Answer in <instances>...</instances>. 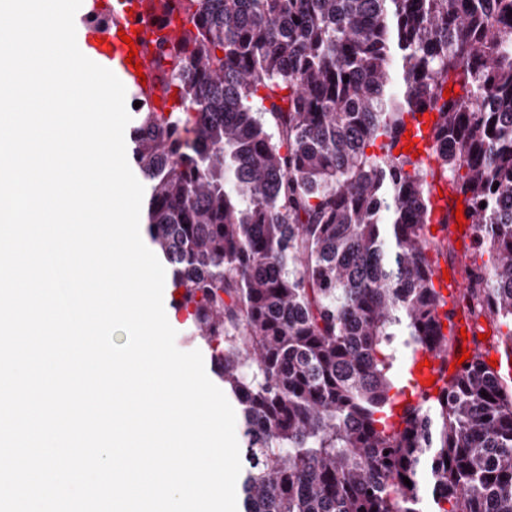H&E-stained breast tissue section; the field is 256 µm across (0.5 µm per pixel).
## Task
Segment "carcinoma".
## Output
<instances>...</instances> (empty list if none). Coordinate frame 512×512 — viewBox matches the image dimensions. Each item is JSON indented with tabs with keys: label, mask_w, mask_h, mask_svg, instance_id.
<instances>
[{
	"label": "carcinoma",
	"mask_w": 512,
	"mask_h": 512,
	"mask_svg": "<svg viewBox=\"0 0 512 512\" xmlns=\"http://www.w3.org/2000/svg\"><path fill=\"white\" fill-rule=\"evenodd\" d=\"M180 9L153 53L178 106L133 114L128 160L173 318L242 417L241 512H424L427 478L432 512H512V0ZM426 111L428 159L395 152ZM459 202L488 260L445 296ZM425 359L430 360V367L422 366V372H417V369H419L418 364L424 362ZM439 366L440 360L436 357L435 351L426 352L425 354L419 356L418 363L415 368V376L422 388L436 390L437 387L442 384L441 381H439ZM428 377H435V382L432 386H428L426 384V379H428Z\"/></svg>",
	"instance_id": "1"
}]
</instances>
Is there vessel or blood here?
<instances>
[{"label": "vessel or blood", "instance_id": "b4317fda", "mask_svg": "<svg viewBox=\"0 0 512 512\" xmlns=\"http://www.w3.org/2000/svg\"><path fill=\"white\" fill-rule=\"evenodd\" d=\"M102 10L111 13L108 28L99 30L81 26L76 30L79 50L93 62L110 69L124 84L136 89L140 84H154L149 43L155 34L178 38L180 29L168 24L169 11L163 0H103ZM131 34L132 43H124L121 33ZM138 51L137 66L127 61L129 47Z\"/></svg>", "mask_w": 512, "mask_h": 512}]
</instances>
